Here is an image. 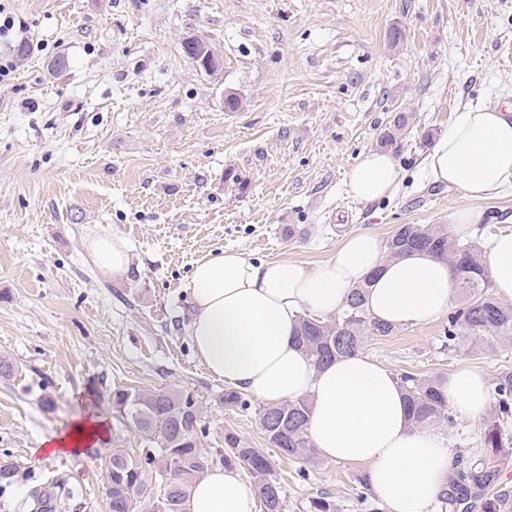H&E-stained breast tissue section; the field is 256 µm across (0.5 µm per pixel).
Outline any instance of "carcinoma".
Returning a JSON list of instances; mask_svg holds the SVG:
<instances>
[{"instance_id":"cac0c4a2","label":"carcinoma","mask_w":512,"mask_h":512,"mask_svg":"<svg viewBox=\"0 0 512 512\" xmlns=\"http://www.w3.org/2000/svg\"><path fill=\"white\" fill-rule=\"evenodd\" d=\"M409 124V115L399 112L386 127L380 144L396 143ZM387 258L417 250L448 262L463 294L460 308L448 317L442 342L454 348L467 337L483 338L490 346L512 343V304L490 293L492 281L480 250L463 244L443 224H403L386 241ZM370 282L351 288L343 310L326 316H300L296 343L320 367L339 357L363 352L369 341L394 335L397 326L373 319L366 308ZM409 415L417 427L455 424V415L440 391L442 378L404 373L400 377ZM495 413L485 421L482 444L498 457L512 455V439L506 427L512 420V370L493 380ZM112 411L129 420L151 443L135 456L126 448L113 447L103 487L110 488L109 512H185L192 483L217 463L237 465L247 471L264 512H284L282 485L268 455L251 447L230 430L224 432V447L206 448L208 433L196 396L174 387L142 390L119 388L112 392ZM310 402L306 398L266 404L257 417L267 442L280 456L300 464L298 476L309 477L317 463L308 434ZM499 471L495 461L457 460L448 479L446 501L468 512L473 500L482 501L483 512H512V493L496 489Z\"/></svg>"}]
</instances>
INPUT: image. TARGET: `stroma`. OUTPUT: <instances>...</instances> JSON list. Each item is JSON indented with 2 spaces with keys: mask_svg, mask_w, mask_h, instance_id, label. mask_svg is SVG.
Returning a JSON list of instances; mask_svg holds the SVG:
<instances>
[{
  "mask_svg": "<svg viewBox=\"0 0 512 512\" xmlns=\"http://www.w3.org/2000/svg\"><path fill=\"white\" fill-rule=\"evenodd\" d=\"M0 14L16 24L0 39L16 63L0 82V356L18 366L0 378V455L18 468L0 512H30L31 491L58 483L71 493L65 512H109L108 441L135 452L145 442L108 396L170 386L196 395L208 444L230 429L273 456L285 512L321 495L339 512H386L362 496L364 465L323 460L300 479L254 411L225 406L226 385L187 334L191 272L223 249L313 268L353 233L445 225L459 209L480 216L478 248L512 232L511 186L474 201L423 165L464 107L512 108V0H0ZM191 37L218 54L215 70L186 56ZM60 56L69 65L56 73ZM400 112L410 120L390 149L398 187L359 202L348 174ZM95 234L127 243L124 278L91 264ZM447 323L401 325L365 353L397 376L470 365L491 380L512 368V345L445 348ZM93 410L106 443L33 457ZM483 430L460 418L435 432L477 459Z\"/></svg>",
  "mask_w": 512,
  "mask_h": 512,
  "instance_id": "35a3bbf8",
  "label": "stroma"
}]
</instances>
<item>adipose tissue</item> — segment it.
<instances>
[{"mask_svg": "<svg viewBox=\"0 0 512 512\" xmlns=\"http://www.w3.org/2000/svg\"><path fill=\"white\" fill-rule=\"evenodd\" d=\"M425 167L432 179L469 199L495 195L512 183V113L465 108L436 141ZM397 178L391 154L371 151L350 171L348 187L370 203L390 196ZM85 248L101 275L116 279L127 272L122 239L99 234ZM485 258L497 295L512 301V234L493 238ZM364 281L370 284V316L393 325L445 316L457 295L448 262L419 251L387 259L385 241L371 232L349 237L314 268L290 259L256 264L224 249L193 268L188 334L215 379L267 403L309 398L308 433L318 456L365 465L369 489L387 512H433L456 455L437 434L412 426L399 379L361 354L316 368L295 344L300 315L341 310L350 289ZM441 391L464 417L477 419L489 410L488 384L476 369L459 368ZM103 432L101 420L78 418L44 438L36 454L80 453ZM256 497L238 466H216L193 483L186 512H255Z\"/></svg>", "mask_w": 512, "mask_h": 512, "instance_id": "adipose-tissue-1", "label": "adipose tissue"}]
</instances>
